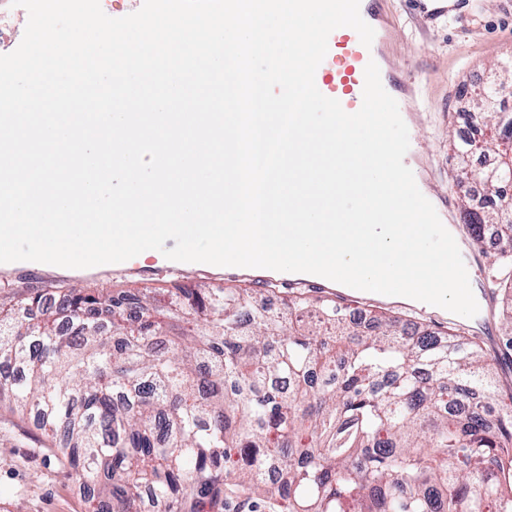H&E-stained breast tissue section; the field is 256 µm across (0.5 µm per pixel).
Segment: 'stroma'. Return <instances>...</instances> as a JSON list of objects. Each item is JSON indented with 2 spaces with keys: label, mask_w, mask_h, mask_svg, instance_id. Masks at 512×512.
I'll use <instances>...</instances> for the list:
<instances>
[{
  "label": "stroma",
  "mask_w": 512,
  "mask_h": 512,
  "mask_svg": "<svg viewBox=\"0 0 512 512\" xmlns=\"http://www.w3.org/2000/svg\"><path fill=\"white\" fill-rule=\"evenodd\" d=\"M395 17L392 45L417 74L424 110L416 137L434 164V194H457L449 145L467 138L459 115V95L485 78L494 64L512 56V0H468L463 15L429 20L414 13L409 0H388ZM224 285L250 289L257 299L289 294L286 285L269 289L265 279L220 276L199 263L182 272L155 271L141 277L110 264L98 273L69 277L36 265L25 271L0 263V300L41 292L49 287L96 286L118 293L144 286L186 289ZM0 512H88L78 476L61 456L55 441L32 422L0 410Z\"/></svg>",
  "instance_id": "obj_1"
}]
</instances>
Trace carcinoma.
I'll return each mask as SVG.
<instances>
[{"mask_svg": "<svg viewBox=\"0 0 512 512\" xmlns=\"http://www.w3.org/2000/svg\"><path fill=\"white\" fill-rule=\"evenodd\" d=\"M461 111L478 142L512 144V112ZM474 245L496 229L512 305V167L470 170ZM335 300L272 311L243 289L158 297L91 288L0 301V403L63 436L92 512H512V407L482 347L457 330H363Z\"/></svg>", "mask_w": 512, "mask_h": 512, "instance_id": "carcinoma-1", "label": "carcinoma"}]
</instances>
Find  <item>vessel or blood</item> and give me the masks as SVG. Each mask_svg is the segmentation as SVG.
I'll return each mask as SVG.
<instances>
[{
	"label": "vessel or blood",
	"instance_id": "b4317fda",
	"mask_svg": "<svg viewBox=\"0 0 512 512\" xmlns=\"http://www.w3.org/2000/svg\"><path fill=\"white\" fill-rule=\"evenodd\" d=\"M457 3L458 0H414L418 12L432 20L451 15ZM386 5L387 0H360V14L375 31L371 46H364L357 32L349 27L337 28L328 37V51L316 70L315 84L323 95L338 100L346 112L360 109L365 68L372 61L378 65L383 87L397 101L400 113L411 115L420 109L416 77L387 51L392 19ZM423 159L417 144H410L404 162L413 165L416 184L424 193L428 190V173Z\"/></svg>",
	"mask_w": 512,
	"mask_h": 512
}]
</instances>
